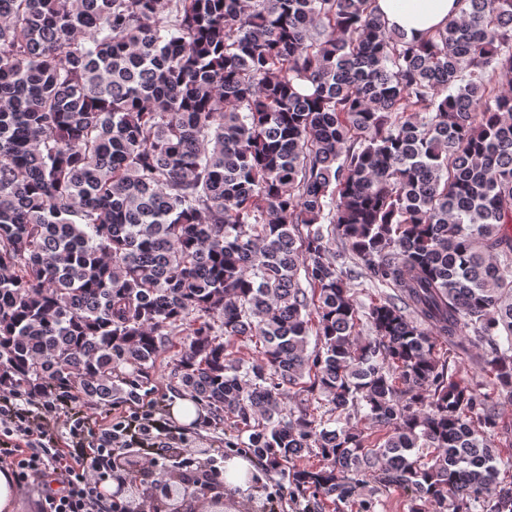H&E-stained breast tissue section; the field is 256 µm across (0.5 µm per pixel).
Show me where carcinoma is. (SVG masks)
Wrapping results in <instances>:
<instances>
[{"instance_id":"carcinoma-1","label":"carcinoma","mask_w":512,"mask_h":512,"mask_svg":"<svg viewBox=\"0 0 512 512\" xmlns=\"http://www.w3.org/2000/svg\"><path fill=\"white\" fill-rule=\"evenodd\" d=\"M460 2L417 40L376 0H0V390L108 405L169 353L318 501L512 512V427L437 354L512 401V0ZM484 353L481 349L470 347L465 353L458 354L457 360L465 368V381L481 392L493 393V376L486 371L483 364ZM359 494L355 496L357 503L362 499L374 502L372 512H408L407 494L403 490L396 487L381 490L372 477L366 478V486L359 490Z\"/></svg>"}]
</instances>
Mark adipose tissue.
Listing matches in <instances>:
<instances>
[{
    "label": "adipose tissue",
    "mask_w": 512,
    "mask_h": 512,
    "mask_svg": "<svg viewBox=\"0 0 512 512\" xmlns=\"http://www.w3.org/2000/svg\"><path fill=\"white\" fill-rule=\"evenodd\" d=\"M377 6L388 27L417 39L460 11L458 0H377Z\"/></svg>",
    "instance_id": "adipose-tissue-1"
}]
</instances>
